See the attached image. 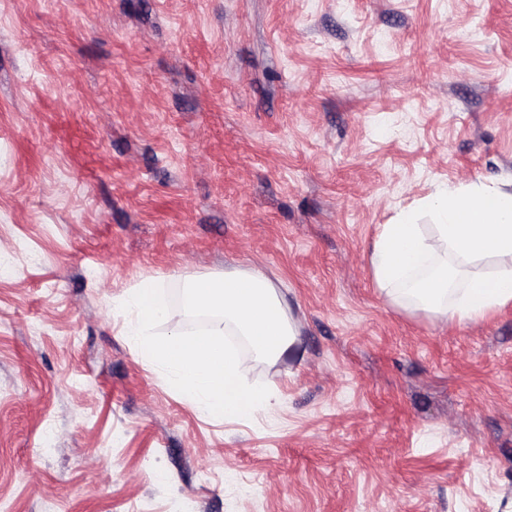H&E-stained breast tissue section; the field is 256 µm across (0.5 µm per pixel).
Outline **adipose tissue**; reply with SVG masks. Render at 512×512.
Masks as SVG:
<instances>
[{
    "label": "adipose tissue",
    "mask_w": 512,
    "mask_h": 512,
    "mask_svg": "<svg viewBox=\"0 0 512 512\" xmlns=\"http://www.w3.org/2000/svg\"><path fill=\"white\" fill-rule=\"evenodd\" d=\"M439 242L461 266L440 268L417 292V304L465 320L512 303V192L485 186L442 189L431 201ZM411 215L384 225L372 245L375 280L392 291L435 254ZM462 281L463 290L453 289Z\"/></svg>",
    "instance_id": "adipose-tissue-1"
}]
</instances>
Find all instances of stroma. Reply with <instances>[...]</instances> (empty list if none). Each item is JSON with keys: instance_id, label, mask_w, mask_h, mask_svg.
<instances>
[{"instance_id": "stroma-1", "label": "stroma", "mask_w": 512, "mask_h": 512, "mask_svg": "<svg viewBox=\"0 0 512 512\" xmlns=\"http://www.w3.org/2000/svg\"><path fill=\"white\" fill-rule=\"evenodd\" d=\"M470 184L512 191V0H0V512H512V304L370 270ZM231 269L301 343L219 421L122 305ZM429 244L421 224H414L410 214H403L398 222L385 224L372 245L371 266L379 287L396 298H405L400 284L410 273L423 267L437 251Z\"/></svg>"}]
</instances>
